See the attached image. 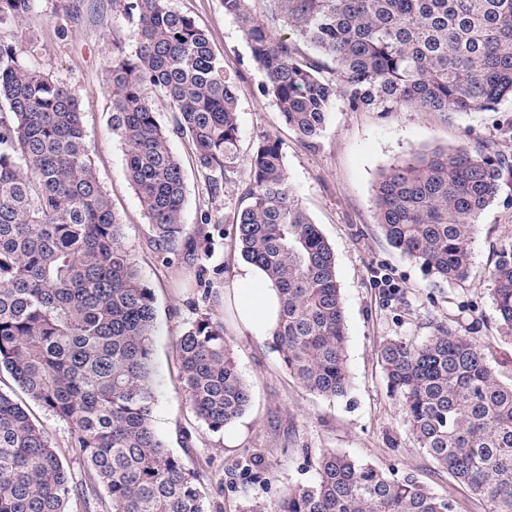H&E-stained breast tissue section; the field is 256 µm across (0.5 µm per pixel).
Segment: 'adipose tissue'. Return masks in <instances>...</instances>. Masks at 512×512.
<instances>
[{
	"mask_svg": "<svg viewBox=\"0 0 512 512\" xmlns=\"http://www.w3.org/2000/svg\"><path fill=\"white\" fill-rule=\"evenodd\" d=\"M224 301L234 310L233 325L238 336L271 338L279 318V293L260 267L241 265L230 288L224 291Z\"/></svg>",
	"mask_w": 512,
	"mask_h": 512,
	"instance_id": "adipose-tissue-1",
	"label": "adipose tissue"
}]
</instances>
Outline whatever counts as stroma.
<instances>
[{"instance_id": "35a3bbf8", "label": "stroma", "mask_w": 512, "mask_h": 512, "mask_svg": "<svg viewBox=\"0 0 512 512\" xmlns=\"http://www.w3.org/2000/svg\"><path fill=\"white\" fill-rule=\"evenodd\" d=\"M173 7L206 29L216 55L238 86L239 145L249 154L263 136L279 138L288 180L332 246L347 328L351 385L345 397L326 399L289 376L269 340H244L229 324L224 289L243 263L231 234L248 200L249 172L228 173L211 192L197 170L187 137L171 134L185 181L186 233L176 249L163 251L124 175L125 146L112 133V93L107 81L112 40L134 48L136 27L112 0H39L25 27L34 42L32 63L74 91L91 158L113 210L123 223V245L134 259L156 310L153 365L154 426L174 455L194 471L209 512H241L246 504L272 506L289 488L311 482L326 450L380 469L411 474L434 492L452 494L458 512H483L419 449L388 388L378 349L394 336L423 338L434 325L470 328L503 380L512 379V341L501 336L489 273L500 246L512 241V180L481 214L474 235L471 273L448 283L394 249L375 220L374 184L389 166L417 152L494 145L512 161V100L493 112H351L335 103L316 145L285 124L235 19L221 0H173ZM223 227L215 234L214 225ZM223 321L243 377L253 389L240 417L241 436L227 447L195 417L183 390L176 343L198 313ZM252 461L259 483L241 476Z\"/></svg>"}]
</instances>
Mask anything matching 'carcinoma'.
Here are the masks:
<instances>
[{"label": "carcinoma", "instance_id": "obj_1", "mask_svg": "<svg viewBox=\"0 0 512 512\" xmlns=\"http://www.w3.org/2000/svg\"><path fill=\"white\" fill-rule=\"evenodd\" d=\"M36 2L0 0V31L21 28ZM222 2L264 75L261 92L309 144L338 101L351 112L448 113L512 99V0ZM113 6L135 23L137 43H112V132L127 146L125 174L154 241L171 250L185 229L182 165L150 100L160 91L213 192L226 172L248 168L234 236L280 290L273 344L288 374L318 396H345L336 258L288 183L283 143L265 136L240 156L236 81L171 0ZM509 177L512 167L485 145L417 153L381 172L376 222L436 278L463 281L479 217ZM122 234L71 88L29 62L22 38H0V370L67 424L83 469L66 467L28 407L0 391V512H90L98 486L112 512H208L195 472L154 427V298ZM490 276L500 334L512 340V242ZM177 349L196 417L224 432L252 401L224 323L198 314ZM379 354L418 448L484 512H512V383L473 337L443 325L422 341L388 339ZM270 512H457V503L412 475L328 450L314 481Z\"/></svg>", "mask_w": 512, "mask_h": 512}]
</instances>
